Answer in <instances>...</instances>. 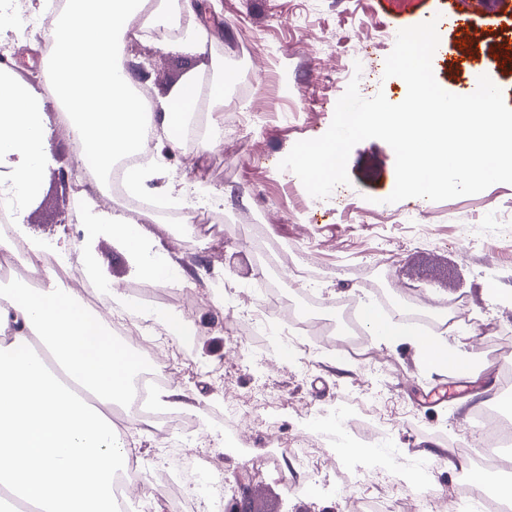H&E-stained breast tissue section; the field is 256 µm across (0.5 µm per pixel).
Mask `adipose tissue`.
I'll list each match as a JSON object with an SVG mask.
<instances>
[{"mask_svg": "<svg viewBox=\"0 0 512 512\" xmlns=\"http://www.w3.org/2000/svg\"><path fill=\"white\" fill-rule=\"evenodd\" d=\"M30 39L51 42L54 91L45 97L0 67V205L36 186L47 155L48 115L70 117L72 137L91 148L98 167L77 200L84 223L108 224L146 278L168 284L184 276L146 226L101 210L99 198L112 158L138 145L145 125L168 141L187 124L198 94L188 82L171 97L142 101L137 81L120 58L133 17L149 0H66L43 25L50 0H38ZM361 320L388 344L417 345L439 368L479 377L475 355L447 348L403 322L365 307ZM138 364L107 338L101 322L48 278L38 289L0 292V492L33 512H121L112 495L114 465L126 444L108 414L125 399ZM93 394L76 397L72 385Z\"/></svg>", "mask_w": 512, "mask_h": 512, "instance_id": "obj_1", "label": "adipose tissue"}]
</instances>
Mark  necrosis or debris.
<instances>
[{"label": "necrosis or debris", "instance_id": "necrosis-or-debris-1", "mask_svg": "<svg viewBox=\"0 0 512 512\" xmlns=\"http://www.w3.org/2000/svg\"><path fill=\"white\" fill-rule=\"evenodd\" d=\"M155 154L152 135H144L138 148L112 167L110 193L118 202L128 205V214L143 221L152 215L154 208L147 201H127L124 180L127 171L148 162ZM16 214L13 210L0 207V238L12 240V253L0 256V283L24 279L28 287H42L47 274H54L57 282L70 284L80 282L85 304L91 310H98L108 303L107 294L100 286L89 281H78L77 271L66 258L53 251H46L36 264L19 262L18 256L24 251L21 242L16 241L13 225ZM237 308L250 315L253 324L266 328L281 313H288L289 328L276 331L275 338L282 348L297 351H311L313 345L335 349L338 354L365 359L370 374H377L380 361L364 354L365 342L351 330L348 313L336 316L326 315L321 309L300 311L292 308L287 291L263 299L242 297ZM108 333L118 340L126 350L151 359L152 364L145 371L137 373L132 381L126 400L113 405L115 416L131 422L149 424L156 443L162 448H172L180 436L209 440L208 431L201 428L196 417L154 406L153 392L170 382L174 375V363L158 362L162 351L177 352L179 359H186V352L176 351L174 344L166 343L160 328L146 320L136 319L130 311L116 308L107 321ZM273 400L264 388H256L247 398L229 397L224 404V442L233 446L242 441L238 428L242 417L267 412ZM339 431L315 437L306 434L290 436L287 447L293 452L300 467L307 474L304 490L314 491L330 477H337L344 487H351L352 479L346 471L337 469L330 456L332 448H344L356 444L368 448L377 443L386 432L389 423L380 401L352 400L339 408L336 414ZM476 423L481 430V450L474 453L475 467L490 468L498 463L499 449L512 446V421L491 412L480 413ZM151 481L160 488L167 502V512H222L224 508V483L214 466L210 455L184 452L166 459L155 467L151 474H144L139 461L115 474L112 491L114 498L122 504L137 505L138 512H151L150 500L138 499L133 491L142 487L144 481Z\"/></svg>", "mask_w": 512, "mask_h": 512}]
</instances>
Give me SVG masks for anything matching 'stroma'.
I'll list each match as a JSON object with an SVG mask.
<instances>
[{"label": "stroma", "mask_w": 512, "mask_h": 512, "mask_svg": "<svg viewBox=\"0 0 512 512\" xmlns=\"http://www.w3.org/2000/svg\"><path fill=\"white\" fill-rule=\"evenodd\" d=\"M215 18L183 17V28L199 23L217 31L206 53L191 55L161 47L156 37L127 44L124 58L146 72L141 85L150 100L169 97L186 78L201 87L197 111L210 104L213 80H224V108L257 112L258 122L224 123L193 148L156 143L163 157L161 178L148 184L147 199L162 201L167 181H184L196 194H224L218 210L224 218L222 239L195 240L174 235L168 223L150 219L148 228L170 256L191 273L189 285L201 297L192 304L176 286L150 288L135 269L127 251L107 230L75 237V196L82 172L83 151L50 113L48 160L42 180L25 201L20 217L28 236L54 247L73 244V255L91 251L99 282L138 299L139 317L156 310L183 315L196 327L186 350L193 363L223 371L224 381L185 374L178 386L205 402L206 414L221 412L229 392L247 393L265 383L278 406L275 415L283 431L317 430L329 424V412L357 392L383 393L390 426L380 440V452L354 456L345 449L332 452L337 466L364 472L352 490L327 482L314 493L301 488L303 473L289 471L279 479L253 468V460L273 448L266 424H250L242 446L225 447L223 440L183 441L190 451L210 454L224 476L227 497L242 486L256 494L263 512H346L348 494L368 497L405 494L431 497L434 512H448V498L468 470L464 451L480 445L473 424L476 411L512 412V388L503 380L512 370V184L496 183L484 191L434 202L422 198L389 202L395 183V155L382 140L356 144L349 155V184L337 186L325 199L310 196L299 178L280 169V161L300 140L322 136L329 128L336 103L347 88L346 74L359 72V92L370 98L384 93L393 104L407 94L405 82L384 78V62L400 29L421 17L437 18L441 52L433 67L438 84L462 95L469 68L459 59L488 65V76L512 107V53L496 47H472L470 34L453 26L451 17H470L476 31L490 36L512 35V0H223ZM47 43L30 44L15 31L0 33V61L43 94H51V72L44 58ZM68 181H61V172ZM253 222L250 245L241 244L235 226L241 214ZM283 251L292 260L311 256L308 277L293 292L337 307L345 303L378 305L381 296L393 302L396 319L411 313L439 318L449 301L466 296L467 322L444 335L448 345H465L480 358H497L492 389L467 384L455 370L437 371L413 344H384L372 337L371 349L383 363L377 380H370L360 360L318 352L281 362L280 345L249 317L230 310L233 296L255 295L279 287L258 265L261 254ZM237 336L229 349L228 336ZM447 448V460H428L424 450L434 444Z\"/></svg>", "instance_id": "1"}]
</instances>
